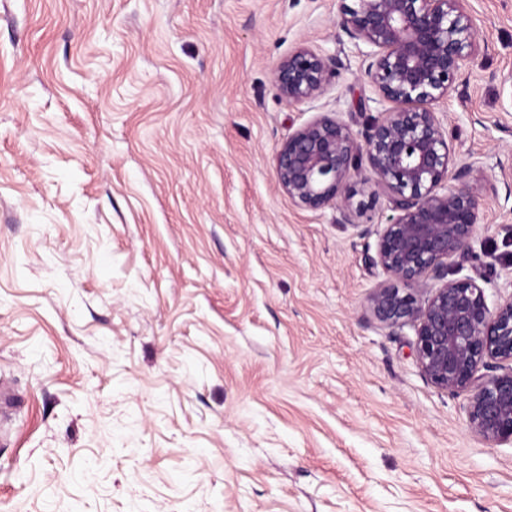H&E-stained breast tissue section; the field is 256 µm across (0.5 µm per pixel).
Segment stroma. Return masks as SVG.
<instances>
[{
  "label": "stroma",
  "mask_w": 512,
  "mask_h": 512,
  "mask_svg": "<svg viewBox=\"0 0 512 512\" xmlns=\"http://www.w3.org/2000/svg\"><path fill=\"white\" fill-rule=\"evenodd\" d=\"M435 110L480 200L452 278L512 297V0ZM340 0H0V512H512V445L371 313L393 211L276 176L323 112L387 108ZM306 47L341 66L291 104ZM368 233L358 236L356 225ZM340 62L324 57L308 48L289 54L275 71V85L289 103H301L321 95Z\"/></svg>",
  "instance_id": "1"
}]
</instances>
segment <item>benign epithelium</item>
I'll return each instance as SVG.
<instances>
[{
	"label": "benign epithelium",
	"mask_w": 512,
	"mask_h": 512,
	"mask_svg": "<svg viewBox=\"0 0 512 512\" xmlns=\"http://www.w3.org/2000/svg\"><path fill=\"white\" fill-rule=\"evenodd\" d=\"M337 25L373 48L366 72L391 107L360 139L334 112L303 125L276 154L278 184L305 207L345 206L350 178L369 172L397 212L369 262L402 284L375 289L371 311L391 329H414L419 367L435 387L469 394L474 434L512 443V297L491 308L476 279H448V263L469 249L480 223L483 190L470 180L472 165L456 166L434 110L478 52L467 0H354ZM339 66L300 48L279 64L275 85L290 103L308 101Z\"/></svg>",
	"instance_id": "obj_1"
}]
</instances>
